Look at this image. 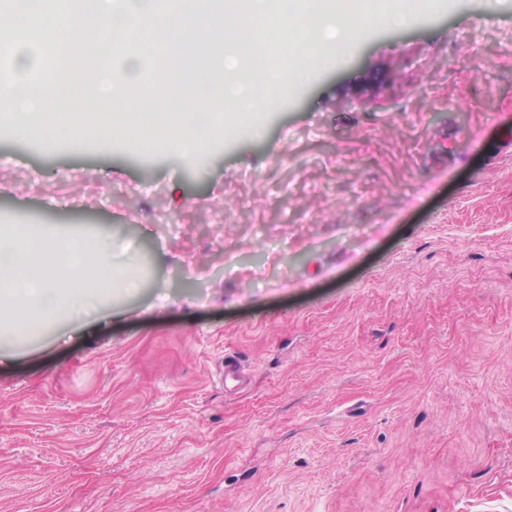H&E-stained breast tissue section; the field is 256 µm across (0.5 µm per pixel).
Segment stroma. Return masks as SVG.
Masks as SVG:
<instances>
[{
  "mask_svg": "<svg viewBox=\"0 0 512 512\" xmlns=\"http://www.w3.org/2000/svg\"><path fill=\"white\" fill-rule=\"evenodd\" d=\"M410 7L197 163L0 138L143 274L0 334V512H512V0Z\"/></svg>",
  "mask_w": 512,
  "mask_h": 512,
  "instance_id": "1",
  "label": "stroma"
}]
</instances>
